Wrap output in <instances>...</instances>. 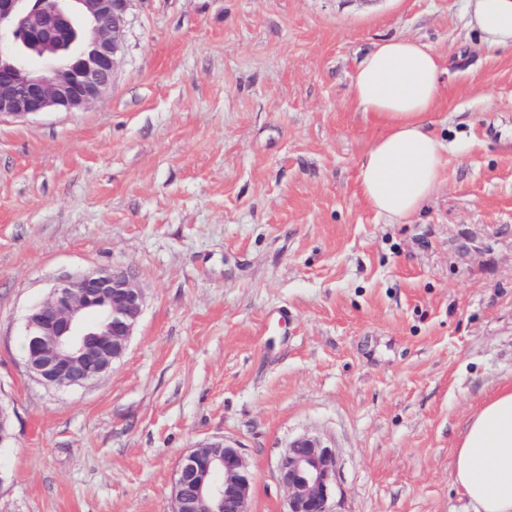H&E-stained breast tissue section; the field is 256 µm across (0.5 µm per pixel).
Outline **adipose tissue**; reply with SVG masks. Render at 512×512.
Here are the masks:
<instances>
[{"instance_id": "1", "label": "adipose tissue", "mask_w": 512, "mask_h": 512, "mask_svg": "<svg viewBox=\"0 0 512 512\" xmlns=\"http://www.w3.org/2000/svg\"><path fill=\"white\" fill-rule=\"evenodd\" d=\"M465 8L469 26L488 46H512V0H466ZM444 71L429 46L393 37L376 44L353 76L354 103L381 127L358 163V191L389 223L415 215L441 184L445 145L428 114ZM455 480L475 512H512V386L499 389L470 419L456 452Z\"/></svg>"}]
</instances>
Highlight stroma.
I'll return each instance as SVG.
<instances>
[{"label":"stroma","mask_w":512,"mask_h":512,"mask_svg":"<svg viewBox=\"0 0 512 512\" xmlns=\"http://www.w3.org/2000/svg\"><path fill=\"white\" fill-rule=\"evenodd\" d=\"M455 62L430 114L444 181L408 224L359 198L381 128L351 100L374 44ZM126 269L144 308L82 386L25 366L61 280ZM512 384V48L465 0H132L102 101L0 119V512H171L180 457L236 444L251 512L316 437L332 512H471L473 413Z\"/></svg>","instance_id":"obj_1"}]
</instances>
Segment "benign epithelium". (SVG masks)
I'll use <instances>...</instances> for the list:
<instances>
[{"mask_svg":"<svg viewBox=\"0 0 512 512\" xmlns=\"http://www.w3.org/2000/svg\"><path fill=\"white\" fill-rule=\"evenodd\" d=\"M131 0H0V119L86 109L104 97L124 46ZM144 298L128 270L60 281L27 313L25 364L40 382L81 386L109 374L128 350ZM12 410L0 402V445ZM285 512H331L336 459L311 436L288 443L277 465ZM251 473L239 448L210 440L184 454L172 512H249Z\"/></svg>","mask_w":512,"mask_h":512,"instance_id":"7a95c632","label":"benign epithelium"}]
</instances>
